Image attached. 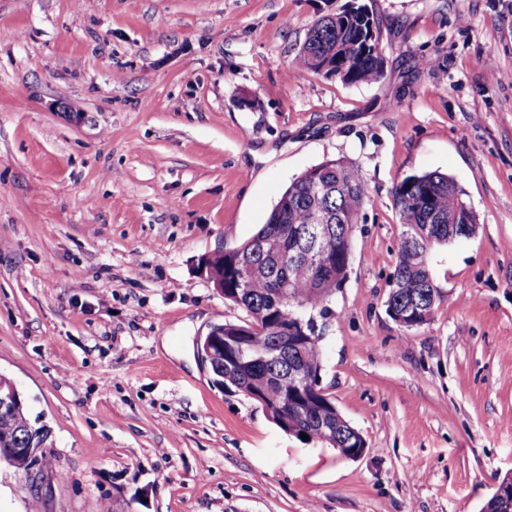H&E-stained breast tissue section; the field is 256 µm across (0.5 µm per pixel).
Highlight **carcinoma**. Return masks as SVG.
<instances>
[{"label": "carcinoma", "instance_id": "carcinoma-1", "mask_svg": "<svg viewBox=\"0 0 512 512\" xmlns=\"http://www.w3.org/2000/svg\"><path fill=\"white\" fill-rule=\"evenodd\" d=\"M369 14L336 13L318 18L307 30L295 64L314 73L325 72L345 83L375 82L383 77L379 57L368 45ZM322 191L307 175L292 182L273 208L267 222L247 241L208 260L215 272H224V299L246 312V319L224 325V335L247 336V349L229 365L219 361L209 367L213 383L230 391L263 392L271 404L282 399L280 379L297 362L312 374L323 371L321 347L288 351L276 360L270 354L282 344L291 316L304 310L319 317L333 315L329 300L348 278L354 224L366 203L367 188L360 171L340 161L329 160L315 168ZM464 191L450 176L430 172L403 179L394 191V206L401 227L394 271L389 281L386 306L412 305L433 316L444 296L433 295L429 285L431 252L448 244V225H458L460 234H476L478 222L472 209L457 208ZM320 207L333 225L326 254L332 258L328 274L332 281L316 278L317 248L309 228L311 214ZM251 269L244 287L242 272ZM328 395L306 393L300 401L284 407L287 420L276 422L283 432L305 433L308 440L333 448H363L349 426L334 422L321 425L318 415L330 411ZM50 429L31 422L28 411L19 408L0 418V441L14 448H37L49 438Z\"/></svg>", "mask_w": 512, "mask_h": 512}]
</instances>
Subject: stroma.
Instances as JSON below:
<instances>
[{"label":"stroma","instance_id":"1","mask_svg":"<svg viewBox=\"0 0 512 512\" xmlns=\"http://www.w3.org/2000/svg\"><path fill=\"white\" fill-rule=\"evenodd\" d=\"M383 77L293 67L349 0H0V375L51 430L38 486L0 462V512H482L512 471V0H360ZM339 160L368 199L321 343L363 435L342 459L215 386L194 342L243 318L201 256L248 240ZM451 176L475 236L446 291L386 312L405 177Z\"/></svg>","mask_w":512,"mask_h":512}]
</instances>
